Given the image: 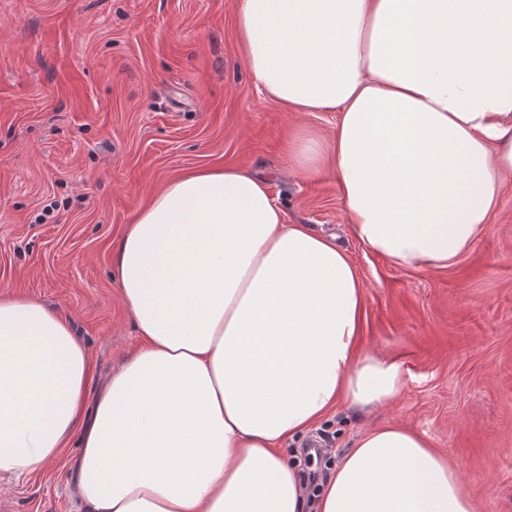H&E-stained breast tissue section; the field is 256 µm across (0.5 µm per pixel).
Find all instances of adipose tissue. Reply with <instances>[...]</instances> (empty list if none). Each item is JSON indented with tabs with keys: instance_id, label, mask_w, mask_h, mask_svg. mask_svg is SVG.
<instances>
[{
	"instance_id": "obj_1",
	"label": "adipose tissue",
	"mask_w": 512,
	"mask_h": 512,
	"mask_svg": "<svg viewBox=\"0 0 512 512\" xmlns=\"http://www.w3.org/2000/svg\"><path fill=\"white\" fill-rule=\"evenodd\" d=\"M259 91L335 112L291 157L330 162L352 236L394 266L454 264L512 174V0H236ZM142 343L87 402L70 324L0 296V475L70 438L80 512H476L427 437L367 428L315 497L288 440L339 403H394L396 362L359 355L362 278L332 237L289 224L265 176L196 169L167 182L112 250Z\"/></svg>"
}]
</instances>
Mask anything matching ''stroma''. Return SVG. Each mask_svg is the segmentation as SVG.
Listing matches in <instances>:
<instances>
[{"mask_svg":"<svg viewBox=\"0 0 512 512\" xmlns=\"http://www.w3.org/2000/svg\"><path fill=\"white\" fill-rule=\"evenodd\" d=\"M234 0H0V292L68 319L92 364L89 397L140 343L112 245L167 181L233 166L265 174L287 223L335 236L364 290L358 353L400 364L391 406L337 405L288 442L329 435L339 460L369 426L398 423L449 454L478 512H512V176L487 231L444 270L394 267L350 234L332 165L307 176L299 128L248 75ZM69 443L42 471L0 477V512H76Z\"/></svg>","mask_w":512,"mask_h":512,"instance_id":"1","label":"stroma"}]
</instances>
